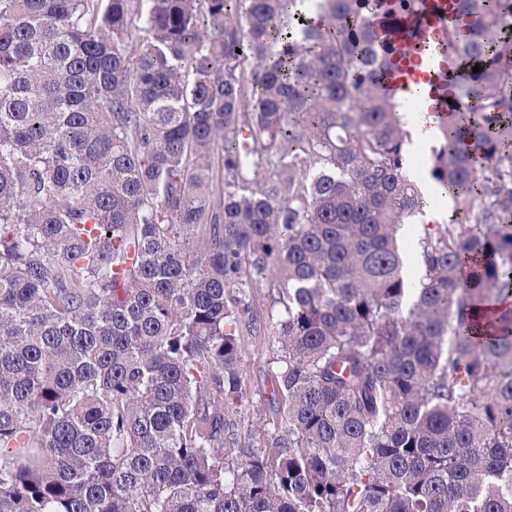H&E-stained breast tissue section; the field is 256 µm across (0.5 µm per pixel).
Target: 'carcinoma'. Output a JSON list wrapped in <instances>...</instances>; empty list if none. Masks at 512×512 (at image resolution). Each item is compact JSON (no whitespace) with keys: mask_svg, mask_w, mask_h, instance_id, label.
<instances>
[{"mask_svg":"<svg viewBox=\"0 0 512 512\" xmlns=\"http://www.w3.org/2000/svg\"><path fill=\"white\" fill-rule=\"evenodd\" d=\"M371 2L0 0V512H512V0H456L412 276ZM277 355V345L272 336H259L257 339L246 336L242 348V362L247 372L249 399L241 413L243 431L252 430L260 433H271L277 427L273 414L271 392L273 386L270 380L273 360ZM274 418V421H273Z\"/></svg>","mask_w":512,"mask_h":512,"instance_id":"carcinoma-1","label":"carcinoma"}]
</instances>
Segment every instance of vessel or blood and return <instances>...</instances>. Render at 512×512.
I'll return each mask as SVG.
<instances>
[{
	"instance_id": "b4317fda",
	"label": "vessel or blood",
	"mask_w": 512,
	"mask_h": 512,
	"mask_svg": "<svg viewBox=\"0 0 512 512\" xmlns=\"http://www.w3.org/2000/svg\"><path fill=\"white\" fill-rule=\"evenodd\" d=\"M454 0H378L367 21L389 65L383 84L391 96L418 102L423 130L446 123L456 111L457 78L465 61L446 36Z\"/></svg>"
}]
</instances>
